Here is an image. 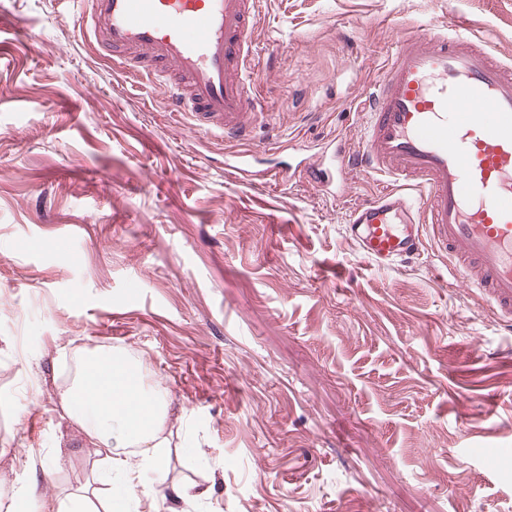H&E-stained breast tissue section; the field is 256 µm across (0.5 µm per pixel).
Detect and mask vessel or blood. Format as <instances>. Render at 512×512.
I'll return each instance as SVG.
<instances>
[{"label": "vessel or blood", "mask_w": 512, "mask_h": 512, "mask_svg": "<svg viewBox=\"0 0 512 512\" xmlns=\"http://www.w3.org/2000/svg\"><path fill=\"white\" fill-rule=\"evenodd\" d=\"M63 2L110 60L165 86L190 131L253 143L262 0ZM365 116L358 150L339 154L338 167L387 184L352 207L348 236L383 267L436 243L511 331L512 64L466 19L397 33Z\"/></svg>", "instance_id": "b4317fda"}]
</instances>
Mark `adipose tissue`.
I'll return each mask as SVG.
<instances>
[{
  "instance_id": "adipose-tissue-1",
  "label": "adipose tissue",
  "mask_w": 512,
  "mask_h": 512,
  "mask_svg": "<svg viewBox=\"0 0 512 512\" xmlns=\"http://www.w3.org/2000/svg\"><path fill=\"white\" fill-rule=\"evenodd\" d=\"M59 406L97 471L66 499L44 500L41 512H130L143 475L163 467L166 393L148 386L140 362L100 348L80 357Z\"/></svg>"
}]
</instances>
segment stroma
I'll return each mask as SVG.
<instances>
[{"mask_svg":"<svg viewBox=\"0 0 512 512\" xmlns=\"http://www.w3.org/2000/svg\"><path fill=\"white\" fill-rule=\"evenodd\" d=\"M450 17L512 61V0H264L278 134L257 129L242 180L221 137L99 56L72 12L0 0V489L23 490L16 512L90 477L58 391L99 347L184 417L140 512H512V333L438 254L360 253L346 220L371 178L322 193L305 177L339 141L357 149L394 34Z\"/></svg>","mask_w":512,"mask_h":512,"instance_id":"35a3bbf8","label":"stroma"}]
</instances>
